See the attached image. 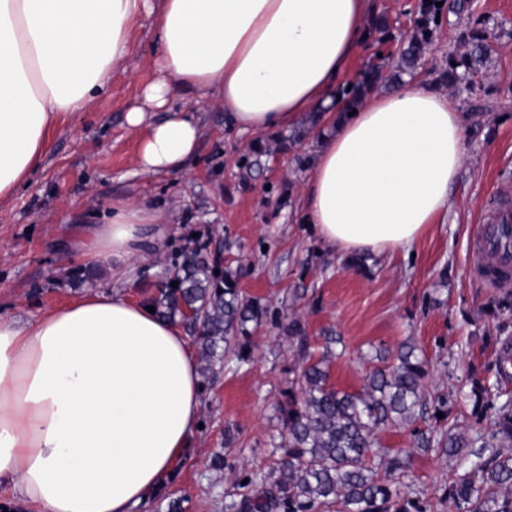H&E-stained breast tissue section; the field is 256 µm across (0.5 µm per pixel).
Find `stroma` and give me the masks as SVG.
<instances>
[{"mask_svg":"<svg viewBox=\"0 0 512 512\" xmlns=\"http://www.w3.org/2000/svg\"><path fill=\"white\" fill-rule=\"evenodd\" d=\"M417 3L371 0V15L386 16L392 37L384 44L368 38L342 83L354 80L375 53L396 55ZM472 15L483 17L499 39L476 92L459 98L479 134L468 141L453 207L412 254L371 258L366 275L345 271L342 255L301 220L300 193L320 139L307 120L239 133L225 126L222 102L208 100L196 108L201 135L184 169L140 171L138 139L125 115L154 79L157 55L151 23L141 21L110 89L51 135L40 169L0 207V314L30 317L88 292L89 283L68 276L78 262L64 243L103 223L113 202L130 201L151 207L170 227L166 243L141 260L137 279L125 285L130 299L153 294L172 256L203 236L211 255L240 271L247 297L302 319L313 355L323 351V330L340 333L343 343L330 363L336 387L360 389L374 347L393 351L409 339L431 363L432 386L455 391L471 371L495 361L483 334L498 325L485 309L498 291L474 273V246L498 200L512 195V0H473ZM468 18L445 13L414 78L436 83ZM296 358L287 331L265 323L252 335L248 365L215 366L202 394L201 427L175 467L169 499L149 497L138 512H168L172 500L182 512H225V503L246 494L245 476L274 467L272 450L282 433L278 406ZM217 452L224 456L220 469L210 465ZM449 466L432 452L412 457L413 489L430 512H456L445 493Z\"/></svg>","mask_w":512,"mask_h":512,"instance_id":"obj_1","label":"stroma"}]
</instances>
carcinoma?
Masks as SVG:
<instances>
[{
    "label": "carcinoma",
    "instance_id": "carcinoma-1",
    "mask_svg": "<svg viewBox=\"0 0 512 512\" xmlns=\"http://www.w3.org/2000/svg\"><path fill=\"white\" fill-rule=\"evenodd\" d=\"M436 2L418 0L407 46L396 60L376 59L338 90L346 107L359 105L377 86L417 68L440 28L436 17L444 7ZM489 33L485 23L475 20L448 53L450 65L441 79L455 93L469 96L479 86L494 53ZM207 248L206 242L182 248L165 269V287L151 299L160 316L186 324L206 380L226 354L249 363L252 329L268 321L282 325L268 305L243 294L239 275L221 269ZM508 283L503 280L501 297L493 301L497 317L512 316ZM286 330L301 352L297 377L279 405L287 436L276 448L278 468L246 476L262 490L242 499L240 512H330L332 507L336 512H427L407 482L411 453L378 446L379 433L400 429L410 432L414 448L456 461L447 496L457 512H512V454L503 452L512 448L511 395L473 373L466 392L429 391V362L409 342L393 355L377 352V364L362 387L342 390L330 381L331 351L318 357L306 351L304 322L291 315ZM460 395L471 405L466 433L457 427Z\"/></svg>",
    "mask_w": 512,
    "mask_h": 512
}]
</instances>
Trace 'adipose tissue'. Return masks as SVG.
Here are the masks:
<instances>
[{"label": "adipose tissue", "instance_id": "ef3b65f1", "mask_svg": "<svg viewBox=\"0 0 512 512\" xmlns=\"http://www.w3.org/2000/svg\"><path fill=\"white\" fill-rule=\"evenodd\" d=\"M368 0H0V205L39 168L49 134L105 92L153 18L158 78L126 114L146 174L183 169L192 112L222 100L229 128L290 127L327 107L301 219L343 254H405L447 214L470 128L458 102L411 81L353 115L336 83L368 38ZM164 111L151 124L147 109ZM142 204L113 203L69 249L118 283L167 240ZM117 287L30 318L0 315V496L26 512H131L199 429L201 376L177 321Z\"/></svg>", "mask_w": 512, "mask_h": 512}]
</instances>
